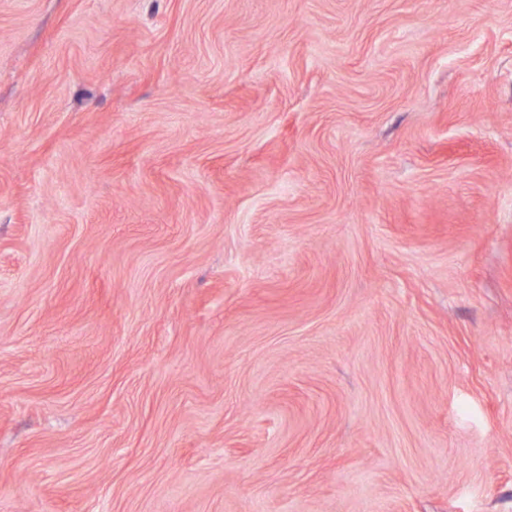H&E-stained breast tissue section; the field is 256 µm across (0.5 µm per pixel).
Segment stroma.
I'll return each mask as SVG.
<instances>
[{"label":"stroma","mask_w":512,"mask_h":512,"mask_svg":"<svg viewBox=\"0 0 512 512\" xmlns=\"http://www.w3.org/2000/svg\"><path fill=\"white\" fill-rule=\"evenodd\" d=\"M0 512H512V0H0Z\"/></svg>","instance_id":"35a3bbf8"}]
</instances>
